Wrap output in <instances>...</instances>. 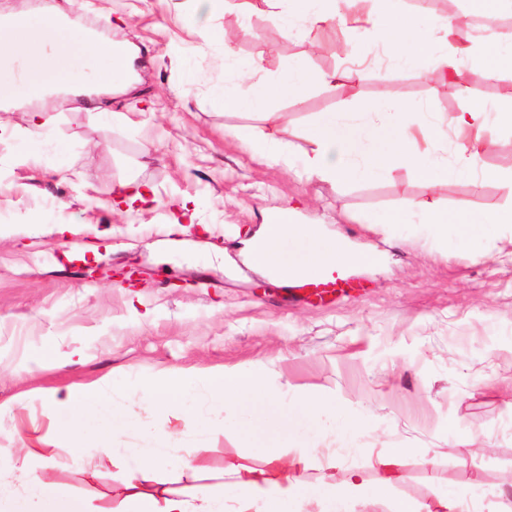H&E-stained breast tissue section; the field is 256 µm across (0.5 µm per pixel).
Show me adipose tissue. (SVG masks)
<instances>
[{"mask_svg":"<svg viewBox=\"0 0 512 512\" xmlns=\"http://www.w3.org/2000/svg\"><path fill=\"white\" fill-rule=\"evenodd\" d=\"M273 0H182L183 26L201 44H210L215 33L212 20L230 8L248 13L265 12L282 35L297 30L320 31L337 25L359 23L361 0H289L287 14L271 11ZM403 0H380V8L370 31L373 41L381 43L403 63L416 68L432 80L461 81L459 59L472 56L475 41L467 25L459 20L433 25L421 30L416 16L403 9ZM451 44L452 53L435 51L434 41ZM77 42L93 59L88 74L69 70L66 53L70 42ZM130 61V49L121 42L99 36L93 31H75L73 22L60 11L48 13L40 25L26 34H10L0 38V77L12 78L17 68L28 74V94L39 100L49 86H56L80 97L95 87L112 83L111 64L115 59ZM348 74L313 72L292 68L274 82H256L243 91L225 89L214 101L228 111L261 115L263 128H241L239 138L254 154L278 159L280 142L276 136L278 116L271 112L274 98L285 96L300 100L316 83L345 87ZM512 127V90L502 96L496 107L478 100L451 116L440 118L429 112L414 110L405 101L395 99L385 104L365 102L358 116L340 112L319 113L306 131L307 147L301 163L310 179L339 189L358 179H378L400 167L410 168L426 183H434L440 164L436 147L446 132H454L458 148L452 176L473 183L501 182L512 187V176L488 168L483 162L487 149L484 132L490 124ZM382 224H405L423 228L437 240L454 236L460 253L472 251L475 241L499 231L512 232V207L483 213L466 209L443 208L434 199H411L397 209L378 218ZM288 239L306 242V250L298 256L286 254L283 243ZM248 259L255 267L279 277L323 278L345 264H368L374 256L368 252H349L341 240H322L314 225L295 224L270 218L261 233L246 246ZM205 391L212 410L203 413L196 402L198 391ZM141 398L155 417L154 425H146L121 410L104 412L109 401V388L100 381L86 386H73L64 394H51L45 407L56 432L66 443L65 455L45 458L44 466L58 467L83 460L86 419L101 418L97 439L103 454L111 460L121 477L127 495L122 512H299L308 505L314 512H346L352 499H364L390 507L391 512H422L416 504L392 500L390 491L397 481V467L408 456L405 448H387L377 456L384 470L382 483H370L358 469L346 470L341 482L309 483L302 471L311 467L332 469L335 455L321 458L291 438L288 430L316 423L320 416L334 413L344 432H354L358 419L350 413H337L336 402L327 395L299 393L291 402L268 413L262 423L263 433L272 448L265 452L263 467L245 464L241 457L224 462L225 474L234 479L232 496L204 492L196 495L144 494L139 490L159 460L182 462L194 456L191 448H169L167 426L178 422L186 429L202 434L222 432L234 434L238 411L250 397L276 400V393L265 384L256 369H221L205 374L166 371L140 383ZM119 429L138 431L149 440L146 448H113L110 434ZM0 512H81L77 502L47 484L27 466L0 472Z\"/></svg>","mask_w":512,"mask_h":512,"instance_id":"1","label":"adipose tissue"}]
</instances>
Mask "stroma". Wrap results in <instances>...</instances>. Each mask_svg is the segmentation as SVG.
Wrapping results in <instances>:
<instances>
[{
    "instance_id": "1",
    "label": "stroma",
    "mask_w": 512,
    "mask_h": 512,
    "mask_svg": "<svg viewBox=\"0 0 512 512\" xmlns=\"http://www.w3.org/2000/svg\"><path fill=\"white\" fill-rule=\"evenodd\" d=\"M50 7L133 51L134 79L119 93L26 98L6 84L0 100V447L16 458L34 448L62 453L43 400L52 390L108 379L115 402L135 401L139 380L167 370L258 368L291 394L332 392L360 419L356 447H335L320 428L303 446L335 448L337 468L369 480L384 472L371 457L407 448L392 494L421 505L470 491L478 512H512V241L481 245L477 256L400 225L364 224L403 200L434 197L450 209L512 205L501 184L475 188L448 176L434 186L400 168L340 190L307 180L298 162L306 128L321 112H353L364 101L401 98L448 116L465 96L490 103L512 67L487 76L477 58L460 61L468 95L426 81L380 53L367 31L350 40L373 56L347 92L312 86L304 102L274 101L283 119L281 158L252 154L237 136L255 115L213 102L226 67L262 62L259 79L302 65L350 70L346 39L325 30L283 37L260 14L217 19V40L182 36L176 0H0V13ZM46 112L39 155L23 151L31 110ZM145 192L132 212L121 188ZM327 238L374 252L365 267L335 271L350 293L318 299L247 264L241 254L277 210ZM186 225L173 234L169 224ZM266 405L252 398L240 435L183 432L177 447L195 464H162L145 491L220 490L226 457L248 452L258 465L268 439L255 424ZM470 452L456 445L459 434ZM90 467L32 470L84 499L86 512H120L124 489L98 446Z\"/></svg>"
}]
</instances>
